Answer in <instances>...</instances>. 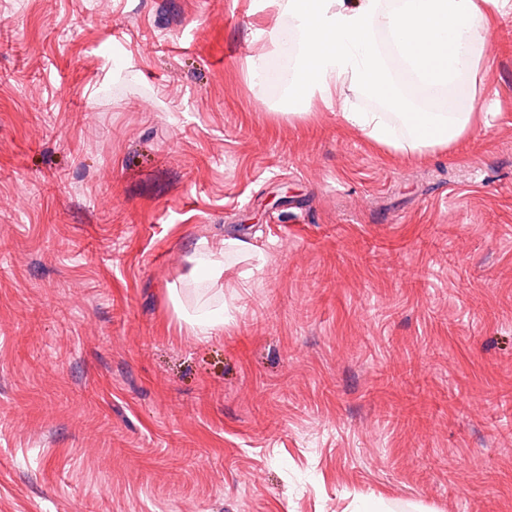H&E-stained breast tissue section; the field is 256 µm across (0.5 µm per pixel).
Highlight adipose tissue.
Listing matches in <instances>:
<instances>
[{
  "label": "adipose tissue",
  "mask_w": 512,
  "mask_h": 512,
  "mask_svg": "<svg viewBox=\"0 0 512 512\" xmlns=\"http://www.w3.org/2000/svg\"><path fill=\"white\" fill-rule=\"evenodd\" d=\"M499 0H287L296 22L300 65L288 89L296 113L313 99L336 107L344 120L396 150L445 149L478 121L474 112H426L411 106L397 85L387 53L396 54L418 80L447 87L491 32L488 6ZM387 34L388 50L377 38ZM352 85L375 97L380 111L356 109L342 95Z\"/></svg>",
  "instance_id": "adipose-tissue-1"
}]
</instances>
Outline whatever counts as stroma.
<instances>
[{
  "mask_svg": "<svg viewBox=\"0 0 512 512\" xmlns=\"http://www.w3.org/2000/svg\"><path fill=\"white\" fill-rule=\"evenodd\" d=\"M258 2L0 0V512H512V9L421 153ZM223 248L221 250L224 256V250L228 249H243L244 242L238 239H224ZM196 261L195 270L202 275L219 277L224 271V265L222 266V255L214 253L210 248L202 247L196 250ZM216 312V309H212L188 320V323L192 325L195 335L203 339H209L217 331L224 330V310L221 313Z\"/></svg>",
  "mask_w": 512,
  "mask_h": 512,
  "instance_id": "1",
  "label": "stroma"
}]
</instances>
